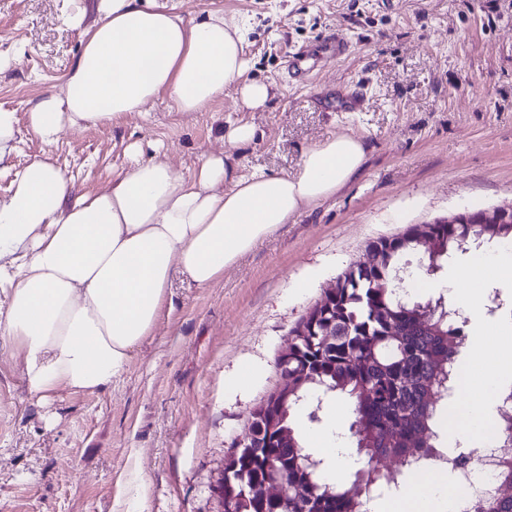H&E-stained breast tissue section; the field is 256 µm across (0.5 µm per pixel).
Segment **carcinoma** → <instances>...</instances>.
I'll list each match as a JSON object with an SVG mask.
<instances>
[{
    "label": "carcinoma",
    "instance_id": "carcinoma-1",
    "mask_svg": "<svg viewBox=\"0 0 512 512\" xmlns=\"http://www.w3.org/2000/svg\"><path fill=\"white\" fill-rule=\"evenodd\" d=\"M429 229L441 246L437 270L471 243L512 240L511 224L492 233L473 224ZM414 250L412 236L380 242V262L368 270L350 267L336 299L305 325L307 335L293 337L288 352L278 354L277 365L288 359V384L251 413L249 447L224 461L233 512H280L265 488L284 480L294 496L292 512H366L365 488L385 485L381 463L399 458L413 467L435 455L438 403L447 397L444 388L453 387L466 322L442 295L430 312L424 300L393 288L406 266L402 255ZM377 280L390 288L371 287ZM340 395L351 401L353 435L366 463L338 486L325 480L323 460L304 451L295 417L307 405L314 419L324 400ZM497 485L498 512H512L509 453L498 461Z\"/></svg>",
    "mask_w": 512,
    "mask_h": 512
}]
</instances>
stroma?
I'll return each mask as SVG.
<instances>
[{"mask_svg":"<svg viewBox=\"0 0 512 512\" xmlns=\"http://www.w3.org/2000/svg\"><path fill=\"white\" fill-rule=\"evenodd\" d=\"M99 0H0V107L16 112L17 149L0 164V198L15 171L47 156L75 194L103 189L129 163L160 156L183 173L232 151L238 174L293 173L311 147L360 139L364 168L332 197L280 225L208 286L175 274L171 301L123 378L96 392L31 398L0 350V512H224L214 488L250 414L280 381L290 330L371 241L459 211L512 207V0H155L186 22L223 16L243 34L246 80L270 84L242 107L228 86L204 111L180 114L163 95L148 116L62 130L53 145L28 113L59 91L80 56ZM83 12L84 23H64ZM342 34L353 50L320 58L292 82L293 47ZM254 127L228 148L229 126ZM484 341L512 358V267L483 265ZM145 481L130 506L131 472Z\"/></svg>","mask_w":512,"mask_h":512,"instance_id":"stroma-1","label":"stroma"}]
</instances>
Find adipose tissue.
Wrapping results in <instances>:
<instances>
[{
  "label": "adipose tissue",
  "mask_w": 512,
  "mask_h": 512,
  "mask_svg": "<svg viewBox=\"0 0 512 512\" xmlns=\"http://www.w3.org/2000/svg\"><path fill=\"white\" fill-rule=\"evenodd\" d=\"M82 53L61 93L29 112L32 132L54 144L63 125L113 122L159 95L198 112L240 88L246 109L263 108L267 84L244 80L241 36L223 17L186 24L153 0H102ZM232 154L206 157L189 175L157 158L132 155L102 191L77 195L48 158L16 171L0 200V335L21 365L31 396L94 392L118 382L150 336L175 272L204 287L279 225L333 196L364 165L361 140L348 134L308 149L295 173L236 175ZM479 376L462 374L443 424L485 441L512 360L483 347ZM305 446L325 457L338 481L361 465L343 420L330 433L305 421ZM468 494L445 471L416 478L407 494L373 502V512H451Z\"/></svg>",
  "instance_id": "1"
}]
</instances>
